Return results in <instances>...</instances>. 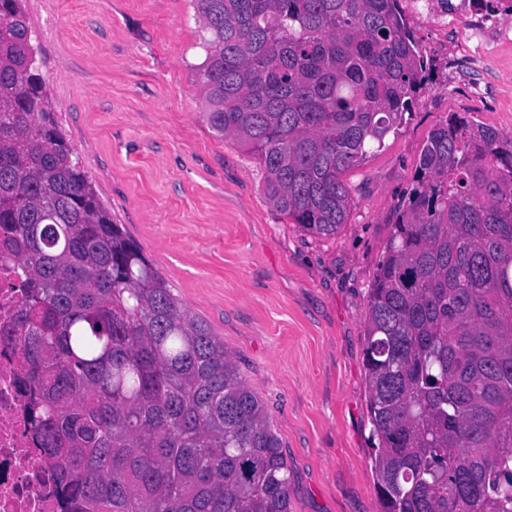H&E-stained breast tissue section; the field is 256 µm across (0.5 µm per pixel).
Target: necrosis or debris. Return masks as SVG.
<instances>
[{
    "label": "necrosis or debris",
    "mask_w": 512,
    "mask_h": 512,
    "mask_svg": "<svg viewBox=\"0 0 512 512\" xmlns=\"http://www.w3.org/2000/svg\"><path fill=\"white\" fill-rule=\"evenodd\" d=\"M20 300L14 261L0 254V328L13 322ZM38 398L22 370L19 346L0 341V512H70L32 422Z\"/></svg>",
    "instance_id": "obj_1"
}]
</instances>
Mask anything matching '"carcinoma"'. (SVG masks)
Returning <instances> with one entry per match:
<instances>
[{
    "instance_id": "1",
    "label": "carcinoma",
    "mask_w": 512,
    "mask_h": 512,
    "mask_svg": "<svg viewBox=\"0 0 512 512\" xmlns=\"http://www.w3.org/2000/svg\"><path fill=\"white\" fill-rule=\"evenodd\" d=\"M0 18V252L38 428L76 512H290L261 399L114 223L54 117L23 0ZM215 134L317 238L345 174L429 75L399 0H191ZM367 299L381 512H512V142L450 112L431 131Z\"/></svg>"
}]
</instances>
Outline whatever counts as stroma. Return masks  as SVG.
I'll return each mask as SVG.
<instances>
[{
    "label": "stroma",
    "mask_w": 512,
    "mask_h": 512,
    "mask_svg": "<svg viewBox=\"0 0 512 512\" xmlns=\"http://www.w3.org/2000/svg\"><path fill=\"white\" fill-rule=\"evenodd\" d=\"M55 116L115 223L206 323L262 400L292 512H380L363 367L367 295L431 130L461 112L512 140V13L494 46L412 22L430 81L346 176L336 236L303 232L264 171L204 121L190 0H24Z\"/></svg>",
    "instance_id": "35a3bbf8"
}]
</instances>
